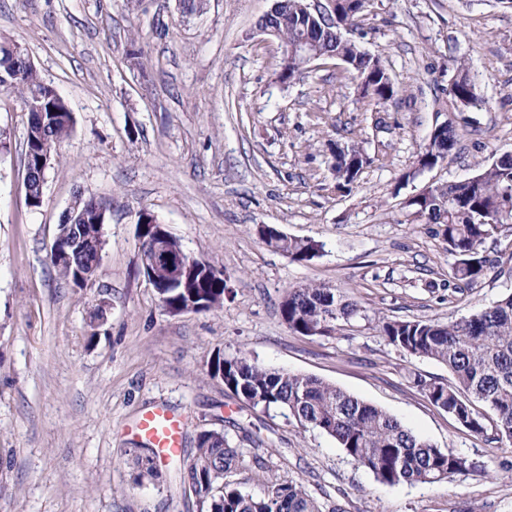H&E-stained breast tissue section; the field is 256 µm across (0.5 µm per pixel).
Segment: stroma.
Listing matches in <instances>:
<instances>
[{"label":"stroma","instance_id":"1","mask_svg":"<svg viewBox=\"0 0 512 512\" xmlns=\"http://www.w3.org/2000/svg\"><path fill=\"white\" fill-rule=\"evenodd\" d=\"M273 0H0V39L16 42L71 108V137L26 201L28 115L0 94V512H200L184 469L205 430L227 434L244 462L229 475L263 494L296 482L343 512H512V446L460 427L414 387L446 365L387 345L374 319L469 315L512 294V227L486 245L494 269L448 291L453 263L440 227L406 201L471 177L512 152V8L500 0H368L347 36L384 61L398 93L364 98L338 59L279 77L284 47L257 23ZM468 74L479 104L453 94ZM453 123L447 157L417 170L438 125ZM356 143L369 161L336 188L330 147ZM106 209L102 261L84 288L48 260L75 194ZM166 224L183 250L223 270L219 310L171 315L140 271L137 216ZM323 242L299 263L253 227ZM337 288L362 319L333 337L291 332L286 290ZM107 303L103 321L90 318ZM317 377L374 404L484 474L382 485L335 441L276 412L247 408L215 356ZM183 421L180 456L135 485L140 442L129 424L155 406Z\"/></svg>","mask_w":512,"mask_h":512}]
</instances>
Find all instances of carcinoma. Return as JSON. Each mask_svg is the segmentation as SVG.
<instances>
[{
  "mask_svg": "<svg viewBox=\"0 0 512 512\" xmlns=\"http://www.w3.org/2000/svg\"><path fill=\"white\" fill-rule=\"evenodd\" d=\"M366 2L336 0V24L324 26L304 10V0H279L276 11L263 17L259 27L272 31L286 46L308 43L320 59L344 57L349 71L367 79L362 95L384 105L397 90L383 61L343 35L344 30L357 25ZM305 70L300 60L286 56L279 64V78L290 82ZM453 92L469 104L479 102L474 84L465 75L454 83ZM2 93L15 96L24 107L36 103L44 112L43 121L35 125L42 134L29 138L25 147L27 202L37 208L45 185V177L38 175V159L44 145L55 148L70 137L71 110L54 87L26 62L22 63L20 78L0 79ZM455 141L454 127L442 128L417 153L416 163L423 167L437 165ZM332 157L336 188L350 189L368 157L354 144L336 147ZM407 207L429 223L441 226L447 251L454 258L453 280L465 286L474 283L489 268L487 240L500 227L512 223V154H502L468 179L418 193ZM491 213L500 216V223L482 221L484 215ZM261 240L297 262H309L323 249V244L314 239L287 237L273 226L262 232ZM73 265L97 273L99 264L92 245H85L74 255ZM155 285L167 310L180 308L189 294L196 296V302L204 303V311L217 310L224 304L222 271L188 290L168 287L160 273L156 274ZM280 311L290 331L309 337H331L356 318L360 308L335 288L306 284L288 289ZM376 328L396 351L448 367L453 376L449 383L420 376L413 379L414 386L432 405L478 436L486 434L489 422L499 441L512 443V294L446 324L430 319L382 317ZM208 372L213 377H223L224 386L249 407L264 412L286 409L302 427L332 437L346 458L383 485L431 484L482 472L476 459L438 448L386 411L316 377L269 368L245 355H218ZM243 461V452L231 445L224 432L200 433L187 472L202 512H340L336 507L324 510L298 483L273 482L263 494L254 495L227 481V474L237 470ZM133 465L134 483L138 486L156 476V463L151 456L137 454Z\"/></svg>",
  "mask_w": 512,
  "mask_h": 512,
  "instance_id": "1",
  "label": "carcinoma"
}]
</instances>
